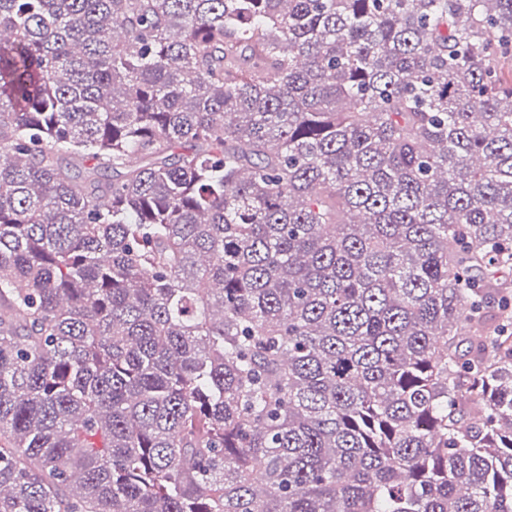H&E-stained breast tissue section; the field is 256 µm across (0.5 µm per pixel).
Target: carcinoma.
<instances>
[{
	"instance_id": "carcinoma-1",
	"label": "carcinoma",
	"mask_w": 512,
	"mask_h": 512,
	"mask_svg": "<svg viewBox=\"0 0 512 512\" xmlns=\"http://www.w3.org/2000/svg\"><path fill=\"white\" fill-rule=\"evenodd\" d=\"M2 31L0 512H512V0Z\"/></svg>"
}]
</instances>
